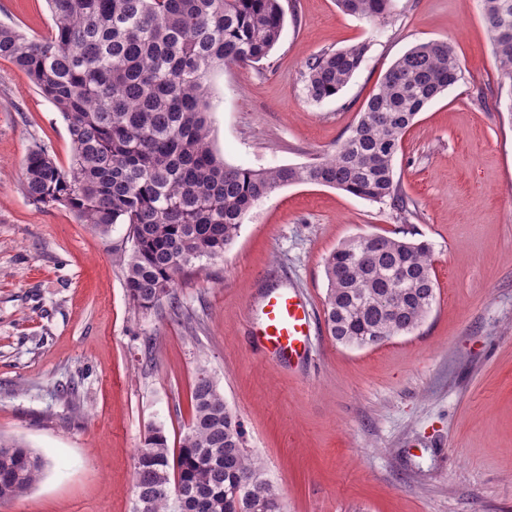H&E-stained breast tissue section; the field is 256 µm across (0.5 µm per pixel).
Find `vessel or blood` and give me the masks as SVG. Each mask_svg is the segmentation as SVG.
Listing matches in <instances>:
<instances>
[{"label":"vessel or blood","instance_id":"1","mask_svg":"<svg viewBox=\"0 0 512 512\" xmlns=\"http://www.w3.org/2000/svg\"><path fill=\"white\" fill-rule=\"evenodd\" d=\"M262 323L253 333L255 345L281 359H304L311 346L312 308L294 288L265 291L261 300Z\"/></svg>","mask_w":512,"mask_h":512}]
</instances>
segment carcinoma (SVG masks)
<instances>
[{"label":"carcinoma","mask_w":512,"mask_h":512,"mask_svg":"<svg viewBox=\"0 0 512 512\" xmlns=\"http://www.w3.org/2000/svg\"><path fill=\"white\" fill-rule=\"evenodd\" d=\"M349 15L387 22L393 0H336ZM52 32L29 38L0 25V58L23 69L67 122L73 155L59 166L30 151L28 197L62 205L108 232L127 224L130 249L113 255L130 299L148 311L179 278L215 259L259 200L292 184H319L414 216L394 161L419 112L454 86L461 62L446 40L419 43L387 71L349 134L313 162L254 169L210 145L205 80L218 67L266 58L284 28L280 0H47ZM500 85L512 93V0H481ZM368 45L306 62L304 90L321 103L360 70ZM324 321L339 344L367 348L416 331L436 302L431 250L378 233L342 242L325 258ZM191 421L170 455L148 429L135 463V512H283L274 487L243 446L241 424L205 373L191 391ZM45 468L31 448L0 437V503L31 489Z\"/></svg>","instance_id":"cac0c4a2"}]
</instances>
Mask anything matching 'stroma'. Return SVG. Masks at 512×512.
I'll return each instance as SVG.
<instances>
[{
    "instance_id": "35a3bbf8",
    "label": "stroma",
    "mask_w": 512,
    "mask_h": 512,
    "mask_svg": "<svg viewBox=\"0 0 512 512\" xmlns=\"http://www.w3.org/2000/svg\"><path fill=\"white\" fill-rule=\"evenodd\" d=\"M266 59L206 79L215 152L252 168L332 151L390 66L414 45L453 43L459 81L403 137L394 170L418 216L321 185L257 203L222 258L142 310L112 255L129 227L79 223L33 203L22 163L45 146L68 166L62 114L0 58V437L47 465L0 512H134L135 456L150 427L178 450L198 373L242 423L244 446L286 512H512V112L479 0H394L387 23L336 0H281ZM0 25L54 27L46 0H0ZM365 42L335 99L309 100L303 73L324 51ZM381 233L432 247L437 301L414 333L349 348L323 320L324 259ZM299 288L314 312L312 353L289 365L258 350L261 295Z\"/></svg>"
}]
</instances>
